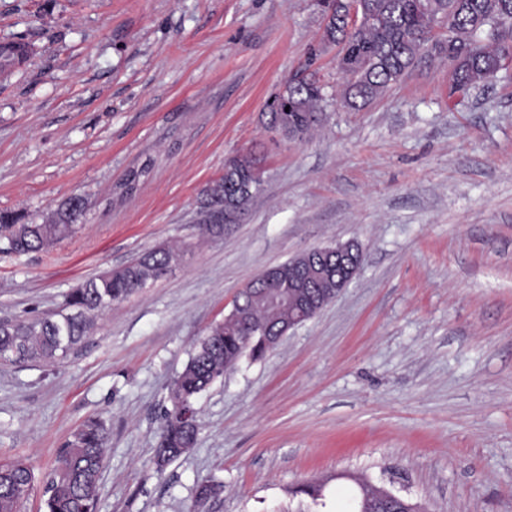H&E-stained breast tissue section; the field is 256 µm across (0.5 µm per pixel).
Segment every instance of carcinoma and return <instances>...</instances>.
Instances as JSON below:
<instances>
[{
	"label": "carcinoma",
	"instance_id": "carcinoma-1",
	"mask_svg": "<svg viewBox=\"0 0 512 512\" xmlns=\"http://www.w3.org/2000/svg\"><path fill=\"white\" fill-rule=\"evenodd\" d=\"M352 0H322V41L339 47L337 67L343 83L336 98L349 110H360L381 97L424 56L433 45L435 56L448 61L454 78L452 89L477 88L496 77L502 58L512 54V0H357L358 22L348 25ZM329 103L324 86L304 72L289 79L267 103L266 126L285 138L309 139L323 121ZM257 159L240 154L227 160L224 174L204 187L197 200L207 217L204 231L224 235V215H240L260 191ZM83 199L74 195L40 224H23L22 216L0 211V230L9 231V250L37 251L72 235L84 218ZM175 259L171 249H152L129 263L72 289L61 310L44 317L0 324V361L52 363L65 357L89 335L93 316L162 277ZM329 277L306 272L301 279L283 278L278 288H267L262 278L254 287L265 288L269 298L286 300L331 287ZM243 317L228 315L209 328L176 376L170 389V407L153 463L159 471L188 452L197 442L198 397L224 371L248 354L260 358L267 351L261 331L275 325L286 309L269 307L259 299L244 298ZM253 334L252 345L243 336ZM109 432L101 420H90L72 434L53 476L47 480L44 512H95L96 488L104 462ZM34 469L23 458L0 461V512H22L23 503L38 484ZM355 512H382L378 488L363 483L354 499Z\"/></svg>",
	"mask_w": 512,
	"mask_h": 512
}]
</instances>
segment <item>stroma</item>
<instances>
[{
    "label": "stroma",
    "mask_w": 512,
    "mask_h": 512,
    "mask_svg": "<svg viewBox=\"0 0 512 512\" xmlns=\"http://www.w3.org/2000/svg\"><path fill=\"white\" fill-rule=\"evenodd\" d=\"M320 0H0V210L85 217L6 252L0 321L59 309L77 284L159 246L179 260L112 304L55 364L0 362V458L48 478L72 432L111 430L96 512H348L359 481L426 512H512V71L450 94L424 58L366 109H326L308 141L266 129L269 97L320 43ZM254 153L262 180L223 237L200 190ZM150 163L133 194L127 173ZM348 240L358 273L264 357L197 400L187 454L151 462L174 378L265 269ZM324 487L321 505L299 494Z\"/></svg>",
    "instance_id": "35a3bbf8"
}]
</instances>
